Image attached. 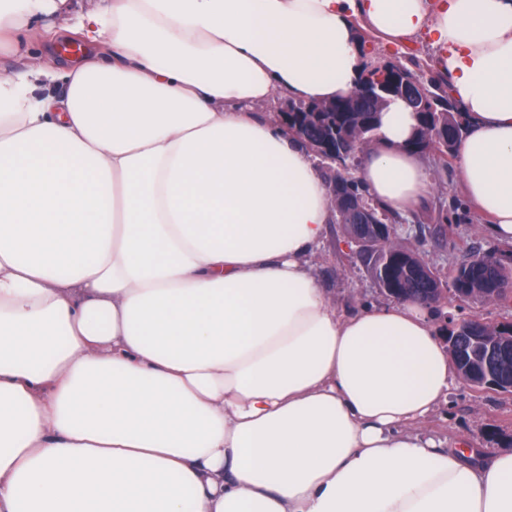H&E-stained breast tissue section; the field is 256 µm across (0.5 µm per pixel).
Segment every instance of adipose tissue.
Here are the masks:
<instances>
[{"label": "adipose tissue", "mask_w": 512, "mask_h": 512, "mask_svg": "<svg viewBox=\"0 0 512 512\" xmlns=\"http://www.w3.org/2000/svg\"><path fill=\"white\" fill-rule=\"evenodd\" d=\"M79 36L30 52L45 15ZM428 38L468 200L512 243V0H0V512H512V452L420 427L457 375L411 300L342 311L335 209L276 98L350 96ZM392 101L356 176L430 193Z\"/></svg>", "instance_id": "obj_1"}]
</instances>
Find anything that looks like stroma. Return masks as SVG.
Masks as SVG:
<instances>
[{
  "label": "stroma",
  "instance_id": "obj_1",
  "mask_svg": "<svg viewBox=\"0 0 512 512\" xmlns=\"http://www.w3.org/2000/svg\"><path fill=\"white\" fill-rule=\"evenodd\" d=\"M425 160L431 174V196L426 212L430 221L418 224L405 216L398 237L409 248L422 247L425 261L440 276L461 263L472 250L499 248L512 256V245L499 243L488 228V219L467 203L455 168L444 167L435 153ZM311 264L323 288L338 308L360 303H387L367 275L355 243L342 225L330 224L321 249ZM426 431L446 437L449 443L466 442L469 447L512 446V395L477 393L465 384L452 388L448 402L425 423Z\"/></svg>",
  "mask_w": 512,
  "mask_h": 512
}]
</instances>
